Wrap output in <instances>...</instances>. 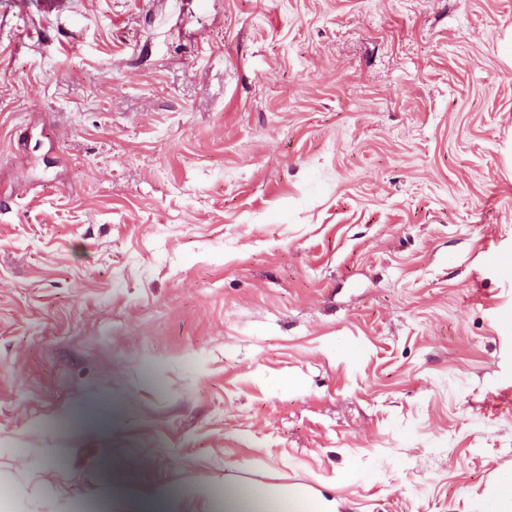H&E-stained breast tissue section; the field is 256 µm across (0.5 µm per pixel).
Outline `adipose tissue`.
I'll use <instances>...</instances> for the list:
<instances>
[{
	"label": "adipose tissue",
	"mask_w": 512,
	"mask_h": 512,
	"mask_svg": "<svg viewBox=\"0 0 512 512\" xmlns=\"http://www.w3.org/2000/svg\"><path fill=\"white\" fill-rule=\"evenodd\" d=\"M217 503L221 512H339L333 498L315 495L302 488L270 491L225 483Z\"/></svg>",
	"instance_id": "1"
}]
</instances>
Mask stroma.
Segmentation results:
<instances>
[{"instance_id": "stroma-1", "label": "stroma", "mask_w": 512, "mask_h": 512, "mask_svg": "<svg viewBox=\"0 0 512 512\" xmlns=\"http://www.w3.org/2000/svg\"><path fill=\"white\" fill-rule=\"evenodd\" d=\"M512 0H0V512H505ZM215 500L224 512H339L340 507L336 499L313 495L302 488L270 491L244 488L227 481L224 498Z\"/></svg>"}]
</instances>
